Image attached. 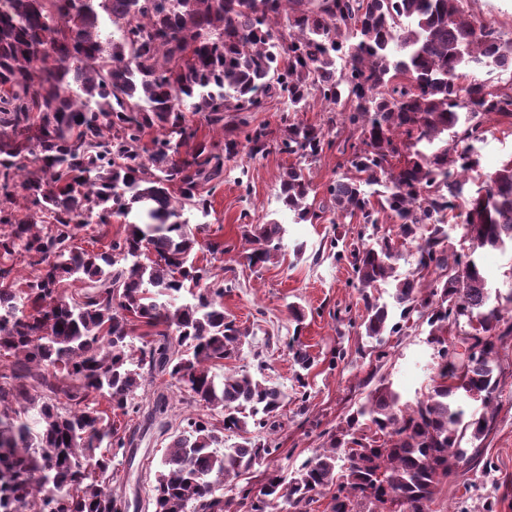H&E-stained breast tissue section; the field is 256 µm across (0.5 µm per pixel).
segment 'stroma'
<instances>
[{
	"label": "stroma",
	"instance_id": "stroma-1",
	"mask_svg": "<svg viewBox=\"0 0 512 512\" xmlns=\"http://www.w3.org/2000/svg\"><path fill=\"white\" fill-rule=\"evenodd\" d=\"M485 170H495L512 157V124L492 119L486 139L479 145ZM294 156L270 150L251 155L248 149L227 162L224 183L210 195L211 213L198 239L221 238L238 242L243 224H263L278 219L285 228L284 251L277 264L248 267L237 252L214 261L212 272L219 279L233 280L234 287L224 296V311L237 323L253 326L255 333L246 339L237 366L255 369L265 360L267 379L283 387L288 404L281 411L282 429L269 435L275 452L271 468L290 473L314 450L323 445L329 433L361 402L366 390L363 380L378 370L401 395L412 403L431 384L436 358L421 329L412 328L391 336L387 356L376 361L361 355L365 345L359 323L363 305L347 263L337 261L331 246L336 232L328 222L298 224L278 199L280 181ZM304 243L303 254H295V243ZM296 302L307 312L303 326H296L288 303ZM300 334L317 364L311 369L307 388H299L297 367L288 341ZM344 359H337V352ZM504 383L495 426L482 441L485 458L492 469L486 475L469 479H450L437 489L431 512H455L465 506L468 512H512V489L504 486L512 479V339L500 351Z\"/></svg>",
	"mask_w": 512,
	"mask_h": 512
}]
</instances>
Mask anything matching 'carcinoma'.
<instances>
[{"label": "carcinoma", "instance_id": "1", "mask_svg": "<svg viewBox=\"0 0 512 512\" xmlns=\"http://www.w3.org/2000/svg\"><path fill=\"white\" fill-rule=\"evenodd\" d=\"M465 0H0V512H126L118 484L134 420L169 432V397H138L170 377L187 417L154 474V512H430L452 476L486 473L481 448L501 388L500 349L512 337L477 252L512 248V159L483 172L475 143L492 116L512 120V81L467 80L512 68V39L464 9ZM269 99L304 112L318 102L351 136L349 173L309 200L322 129L286 115L278 132L252 125ZM203 113L224 141L196 140ZM153 134L145 144L147 134ZM276 143L297 157L278 197L297 223L358 220L349 251L366 316L364 336L387 345L408 322L437 353L433 384L412 404L371 371L364 401L288 475L264 470L263 498L230 482L275 449L248 425L276 431L288 394L258 373L224 372L250 330L224 314L189 216H209L203 190L224 164ZM478 184L464 196L465 186ZM24 206L13 207L15 194ZM471 251H448V212ZM126 219L103 247L76 246L90 224ZM391 223L394 235H378ZM282 224L241 226L252 267L279 262ZM415 268L397 272L403 248ZM24 263L34 275L14 277ZM393 288L391 322L374 290ZM30 304L27 313L20 303ZM142 339V345L134 340ZM294 364L315 358L294 337ZM484 412L466 417L463 400ZM241 436L227 444L224 432Z\"/></svg>", "mask_w": 512, "mask_h": 512}]
</instances>
